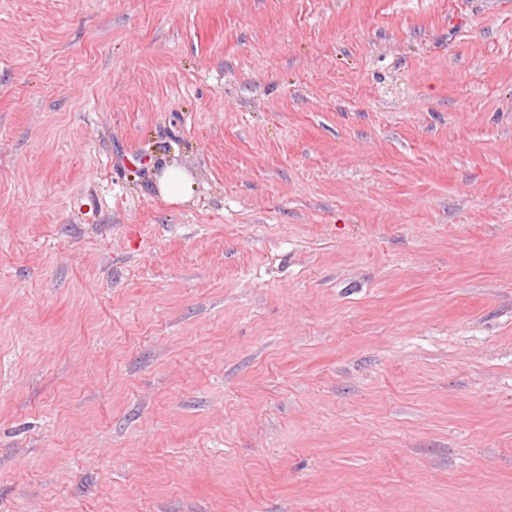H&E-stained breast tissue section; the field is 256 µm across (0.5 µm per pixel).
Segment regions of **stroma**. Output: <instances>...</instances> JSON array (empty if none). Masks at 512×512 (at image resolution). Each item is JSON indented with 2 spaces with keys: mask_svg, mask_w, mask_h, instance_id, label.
<instances>
[{
  "mask_svg": "<svg viewBox=\"0 0 512 512\" xmlns=\"http://www.w3.org/2000/svg\"><path fill=\"white\" fill-rule=\"evenodd\" d=\"M0 512H512V0H0ZM157 180L160 193L170 202H183L192 193L189 178L177 168L166 167Z\"/></svg>",
  "mask_w": 512,
  "mask_h": 512,
  "instance_id": "stroma-1",
  "label": "stroma"
}]
</instances>
